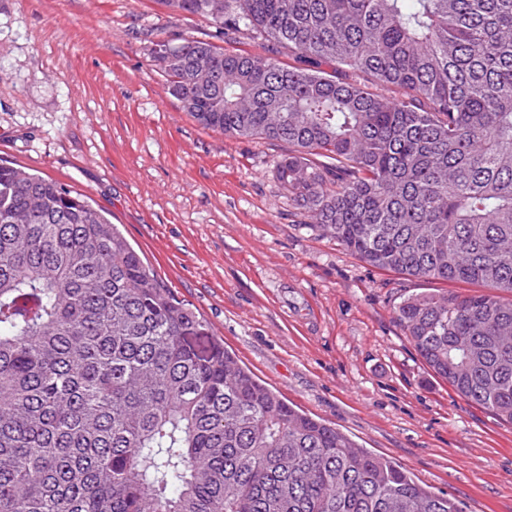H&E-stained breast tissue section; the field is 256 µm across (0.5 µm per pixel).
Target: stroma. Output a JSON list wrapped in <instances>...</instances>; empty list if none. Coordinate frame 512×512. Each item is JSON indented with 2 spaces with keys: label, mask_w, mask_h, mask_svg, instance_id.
<instances>
[{
  "label": "stroma",
  "mask_w": 512,
  "mask_h": 512,
  "mask_svg": "<svg viewBox=\"0 0 512 512\" xmlns=\"http://www.w3.org/2000/svg\"><path fill=\"white\" fill-rule=\"evenodd\" d=\"M194 38L268 56L251 30L158 0H0V160L107 212L243 366L310 416L454 494L512 512V425L457 395L396 317L438 282L368 266L306 228L287 148L200 126L151 61Z\"/></svg>",
  "instance_id": "1"
}]
</instances>
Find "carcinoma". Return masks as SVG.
<instances>
[{
  "instance_id": "obj_1",
  "label": "carcinoma",
  "mask_w": 512,
  "mask_h": 512,
  "mask_svg": "<svg viewBox=\"0 0 512 512\" xmlns=\"http://www.w3.org/2000/svg\"><path fill=\"white\" fill-rule=\"evenodd\" d=\"M294 64L164 42L202 127L284 144L303 225L410 295L425 365L512 424V0H160ZM105 213L0 164V512H465L209 338Z\"/></svg>"
}]
</instances>
